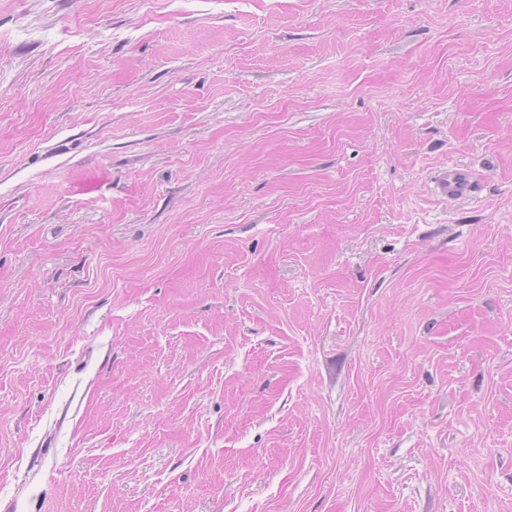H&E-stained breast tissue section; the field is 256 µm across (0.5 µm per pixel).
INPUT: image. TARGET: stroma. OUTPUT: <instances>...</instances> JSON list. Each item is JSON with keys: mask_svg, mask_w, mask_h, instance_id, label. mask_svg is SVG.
<instances>
[{"mask_svg": "<svg viewBox=\"0 0 512 512\" xmlns=\"http://www.w3.org/2000/svg\"><path fill=\"white\" fill-rule=\"evenodd\" d=\"M0 512H512V0H0ZM474 176L462 167L454 166L441 170L434 181L435 192L449 200L464 201L474 191Z\"/></svg>", "mask_w": 512, "mask_h": 512, "instance_id": "35a3bbf8", "label": "stroma"}]
</instances>
